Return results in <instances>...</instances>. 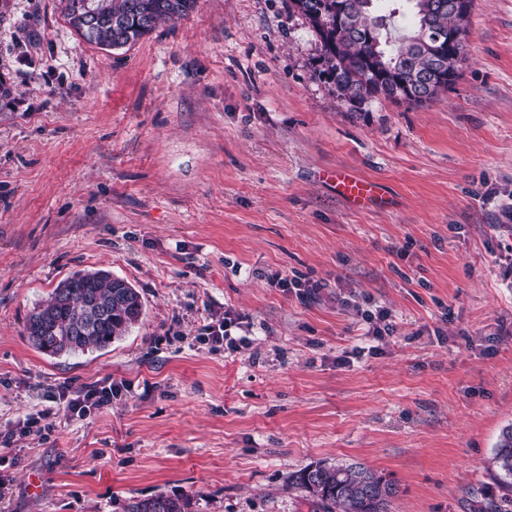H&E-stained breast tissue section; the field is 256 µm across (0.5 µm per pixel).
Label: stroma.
<instances>
[{
	"label": "stroma",
	"mask_w": 512,
	"mask_h": 512,
	"mask_svg": "<svg viewBox=\"0 0 512 512\" xmlns=\"http://www.w3.org/2000/svg\"><path fill=\"white\" fill-rule=\"evenodd\" d=\"M455 84L413 106H340L288 0H197L103 49L60 0H0V512H319L292 477L361 463L390 512H512L488 465L512 425V0H474ZM376 182L358 210L328 172ZM144 302L101 351L23 329L79 271ZM320 283L307 299L271 276ZM392 314L374 355L355 307ZM237 315V350L198 343ZM126 382L78 418L62 396ZM192 502L183 495L156 494L130 501L125 512H190Z\"/></svg>",
	"instance_id": "35a3bbf8"
}]
</instances>
